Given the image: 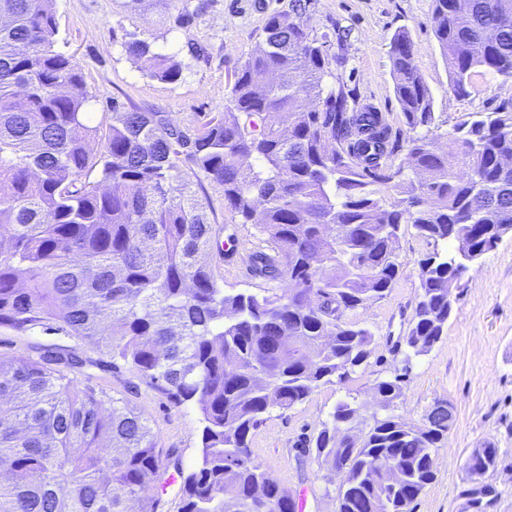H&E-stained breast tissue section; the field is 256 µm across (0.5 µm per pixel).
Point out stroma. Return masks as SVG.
<instances>
[{"label":"stroma","mask_w":512,"mask_h":512,"mask_svg":"<svg viewBox=\"0 0 512 512\" xmlns=\"http://www.w3.org/2000/svg\"><path fill=\"white\" fill-rule=\"evenodd\" d=\"M200 6L191 21L180 19V0H147L132 11L124 0H56L59 47L76 62L93 95L90 111L101 121L113 100L168 113L187 133L221 110L228 83L263 34L268 16L297 10L315 35L327 36L330 69L356 101L382 112L392 128H403L395 97L390 41L407 31L413 64L429 87L439 118L434 134L446 144L455 124L473 112L512 111V79L478 71L468 96H456L432 22V0H189ZM137 34L157 51L175 56L183 67L179 81L150 77L123 50L127 34ZM235 226V225H234ZM238 249L231 258L215 255L210 265L226 291H260L247 258L263 246L252 224L235 226ZM433 241L402 226L396 282L384 298L352 312L350 318L374 334L372 355L350 379L327 383L287 411L272 410L252 435L256 460L291 498H303L302 512H336L338 482L303 444L330 421L338 402L360 407L363 421L377 412L375 384L401 368L397 345L409 329L419 293V266L435 252ZM446 334L416 359L390 409L399 420L423 425L435 401L451 404L453 422L438 449L436 479L414 504V512H472L468 490L493 485L494 512H512V234L474 264L456 291ZM44 349L74 352L88 365L81 385L124 400L146 417L162 453L151 481L161 512H181L179 485L169 484L178 468H190L199 455L202 423L193 405H175L127 366L61 331L37 328L17 332L0 327V356L31 358ZM497 451V465L482 477L467 469L471 453L486 445Z\"/></svg>","instance_id":"35a3bbf8"}]
</instances>
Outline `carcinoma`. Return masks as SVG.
I'll use <instances>...</instances> for the list:
<instances>
[{"mask_svg": "<svg viewBox=\"0 0 512 512\" xmlns=\"http://www.w3.org/2000/svg\"><path fill=\"white\" fill-rule=\"evenodd\" d=\"M55 0H0V327H56L132 368L177 405L200 412V454L181 473V512H295L256 461L252 431L320 385L367 363L374 334L348 314L384 298L399 272L396 243L410 224L456 244L420 263L404 365L376 383L388 410L411 360L445 336L458 285L512 230V113L474 112L448 148L405 31L391 41L394 90L406 131L359 106L331 74L327 40L292 12L271 15L235 70L224 109L192 136L162 112L112 102L103 150L85 108L92 94L57 48ZM434 33L453 92L477 68L512 78V0H433ZM125 52L150 76L176 82L182 65L129 35ZM406 152L415 178L404 176ZM456 156L460 170L448 165ZM224 189L237 224L267 248L251 275L285 284L228 293L208 258L237 236H213L206 207L179 175ZM257 167L245 174L246 160ZM316 302H310V295ZM85 361L46 351L0 357V512H159L150 486L162 460L146 418L81 387ZM338 402L306 452L343 470L336 512H413L436 478L448 413L426 426L373 417Z\"/></svg>", "mask_w": 512, "mask_h": 512, "instance_id": "1", "label": "carcinoma"}]
</instances>
